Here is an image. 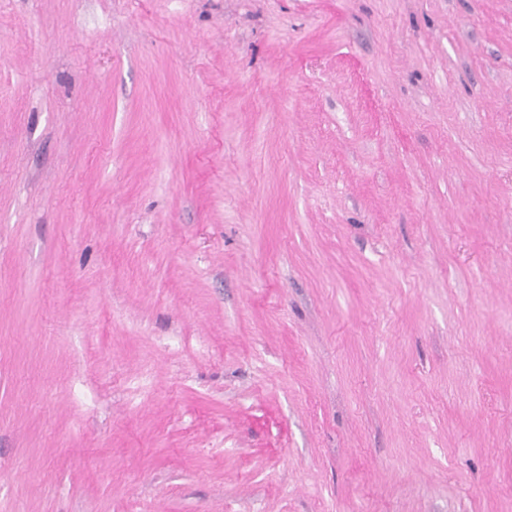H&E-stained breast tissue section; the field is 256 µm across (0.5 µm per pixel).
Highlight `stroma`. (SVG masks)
Masks as SVG:
<instances>
[{
  "instance_id": "1",
  "label": "stroma",
  "mask_w": 512,
  "mask_h": 512,
  "mask_svg": "<svg viewBox=\"0 0 512 512\" xmlns=\"http://www.w3.org/2000/svg\"><path fill=\"white\" fill-rule=\"evenodd\" d=\"M0 512H512V0H0Z\"/></svg>"
}]
</instances>
